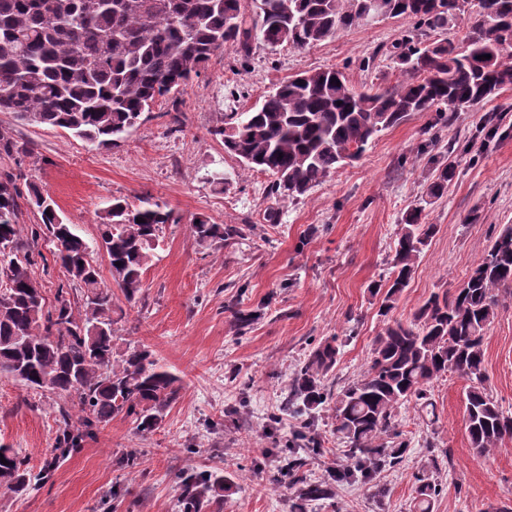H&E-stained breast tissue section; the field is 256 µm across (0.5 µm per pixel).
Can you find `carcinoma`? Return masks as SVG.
I'll return each instance as SVG.
<instances>
[{
	"mask_svg": "<svg viewBox=\"0 0 512 512\" xmlns=\"http://www.w3.org/2000/svg\"><path fill=\"white\" fill-rule=\"evenodd\" d=\"M389 17L413 21L416 39L394 52L397 77L382 90L358 92L336 69L305 71L279 83L248 112L227 114L211 134L245 167L273 177L269 193L298 201L342 163L357 158L369 141L413 112H456L491 100L512 86V0H384ZM366 0H0V112L25 123L49 125L111 147L156 100L183 88L209 59L226 51L249 53L252 40L270 47H312L368 22ZM458 20L470 23L464 38L426 41ZM491 58H485V55ZM40 214L25 234L21 199ZM421 210L404 218L395 247L386 315L408 286L420 254L437 232ZM141 217L144 222H136ZM179 223L158 203L133 207L112 201L99 214L97 250L106 257L114 286H106L90 247L56 204L29 184L0 182V374L33 390H50L76 404L60 407L64 425L53 460L112 418L131 417L141 432L157 429L177 400L180 379L163 369L144 346L118 344L117 294L132 304L144 291V272L160 234ZM247 225L191 224L201 246H222ZM54 245L64 269L54 303L29 267L42 256L41 236ZM120 265H115V262ZM512 293V225L499 230L482 260L452 292L431 296L412 320L387 324L375 340L361 378L333 394L323 379L339 347L317 346L289 385L288 403L302 418L273 480L295 488L293 512L331 500L342 484L367 485L399 465L409 452L397 409L414 403L434 413L427 394L435 379L454 374L469 382L466 424L471 447L484 454L512 438V416L486 392L483 340L501 298ZM334 402L336 432L346 440L350 465L307 479V461L322 452L308 435L310 412ZM0 488L23 496L42 480L28 459L0 446ZM229 481L206 471L181 477L180 512H204ZM416 512H433L437 484L416 476Z\"/></svg>",
	"mask_w": 512,
	"mask_h": 512,
	"instance_id": "cac0c4a2",
	"label": "carcinoma"
}]
</instances>
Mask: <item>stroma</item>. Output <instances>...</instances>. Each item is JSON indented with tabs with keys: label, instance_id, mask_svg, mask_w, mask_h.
<instances>
[{
	"label": "stroma",
	"instance_id": "35a3bbf8",
	"mask_svg": "<svg viewBox=\"0 0 512 512\" xmlns=\"http://www.w3.org/2000/svg\"><path fill=\"white\" fill-rule=\"evenodd\" d=\"M412 27L380 17L303 51L256 39L248 56L215 55L186 90L158 99L108 148L0 112V132L19 150L18 158L0 157V175L13 174L22 189L37 183L87 243L116 198L156 202L178 216L160 237L142 299L123 304L116 333L145 345L182 384L159 429L141 433L132 419L113 418L40 489L21 497L0 490V512H178L179 474L204 470L233 480L219 512H291L294 490L269 482L277 461L267 450L298 425L283 402L312 348L334 336L341 343L326 385L338 390L360 378L387 321L411 320L432 294L458 288L493 233L512 224V86L445 126L434 113L411 114L293 203L269 197L270 175L244 169L211 131L225 113L249 111L306 70L341 69L359 91L393 84L394 47ZM449 164L455 175L444 194L429 197ZM217 172L229 179L220 192L210 182ZM417 205L438 230L384 315L400 222ZM271 207L280 211L278 223L265 219ZM198 216L250 230L220 249L201 246L190 230ZM238 311L256 317L240 333L231 326ZM483 350L485 386L512 416V298L502 299ZM467 387L446 374L429 387L434 416L400 407L410 451L382 472L384 498L341 485L334 499L311 503L307 512H415L414 473L430 455L445 453L449 463L430 473L440 488L433 512L512 508V439L482 455L471 448ZM59 402L0 375V444L25 452L32 471L55 446ZM313 422L325 453L308 465L311 480L347 462L330 408L315 411ZM133 451L141 457L134 473L124 462Z\"/></svg>",
	"mask_w": 512,
	"mask_h": 512
}]
</instances>
